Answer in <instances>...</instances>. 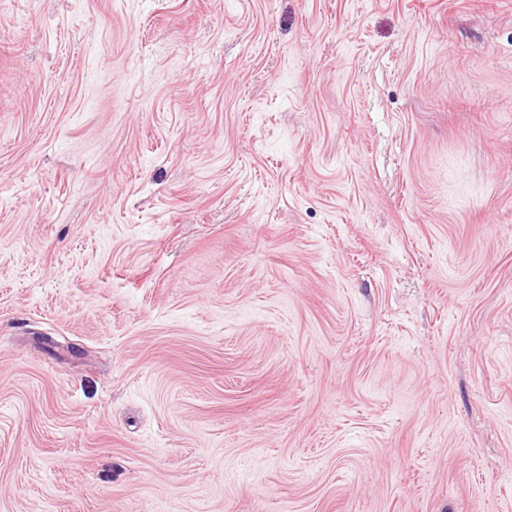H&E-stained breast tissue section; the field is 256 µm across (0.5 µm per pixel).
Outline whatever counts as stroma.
I'll return each mask as SVG.
<instances>
[{"mask_svg":"<svg viewBox=\"0 0 512 512\" xmlns=\"http://www.w3.org/2000/svg\"><path fill=\"white\" fill-rule=\"evenodd\" d=\"M0 512H512V0H0Z\"/></svg>","mask_w":512,"mask_h":512,"instance_id":"stroma-1","label":"stroma"}]
</instances>
